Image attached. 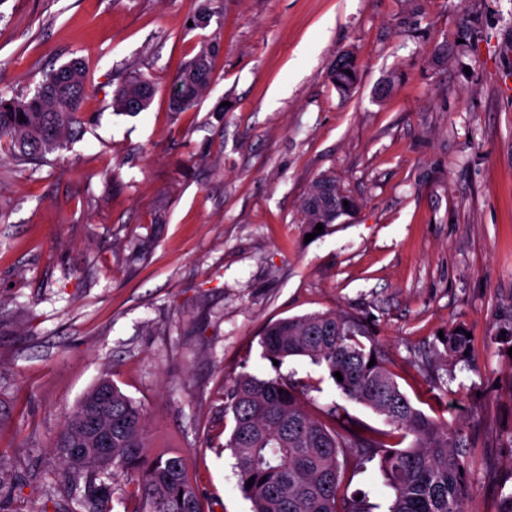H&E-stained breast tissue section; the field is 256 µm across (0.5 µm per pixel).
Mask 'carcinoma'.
Wrapping results in <instances>:
<instances>
[{
  "label": "carcinoma",
  "instance_id": "carcinoma-1",
  "mask_svg": "<svg viewBox=\"0 0 512 512\" xmlns=\"http://www.w3.org/2000/svg\"><path fill=\"white\" fill-rule=\"evenodd\" d=\"M214 48L201 50L175 77L178 100H169L174 112H186L198 103L211 82ZM343 94L357 81V63L346 53L329 73ZM87 91L82 62L74 58L46 73L33 94L0 96V140L9 142L19 164H35L63 146L82 123L80 108ZM155 95L153 84L140 74L118 83L112 107L119 113L145 111ZM24 120H19V117ZM336 176L324 174L309 188L303 204V223L310 232L323 225L327 232L356 213L359 203L347 190L325 199L326 184ZM361 322L336 312L282 318L269 323L262 336L264 357L283 362L307 357L323 367L346 399L383 418L388 431L360 427L336 429L339 407L322 417L309 413L295 388L280 377L260 378L241 373L226 389L224 412L232 415L225 444L234 459L237 486L253 504V512H365L342 489L338 456L350 452L359 460L380 456V470L391 490L388 512H464L467 450L459 431L418 408L402 390L374 345L363 338ZM448 353L466 349L462 332H448ZM374 365H369L370 359ZM97 387L88 390L66 416L54 450L64 468L61 478L83 485L79 505L84 512H111L112 485L120 473L131 484L129 496L137 512H203L198 489L190 478L186 458L160 454L144 463L147 447L145 413L141 404L112 386V402L92 407ZM112 419V470L96 461L75 459L69 448L82 439L83 419L91 411ZM399 432L413 437L405 448L390 447L386 438ZM252 486H247L249 479Z\"/></svg>",
  "mask_w": 512,
  "mask_h": 512
}]
</instances>
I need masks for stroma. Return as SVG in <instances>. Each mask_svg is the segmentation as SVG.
Instances as JSON below:
<instances>
[{
	"instance_id": "35a3bbf8",
	"label": "stroma",
	"mask_w": 512,
	"mask_h": 512,
	"mask_svg": "<svg viewBox=\"0 0 512 512\" xmlns=\"http://www.w3.org/2000/svg\"><path fill=\"white\" fill-rule=\"evenodd\" d=\"M0 0V95L82 59L83 133L37 165L0 142V512H78L54 451L108 377L144 407L149 456L188 459L205 512H251L224 444L241 372L383 428L305 357L272 366L268 321L360 318L411 399L462 430L465 512L512 493V0ZM217 45L174 113L176 74ZM356 55L358 81L328 74ZM138 72L144 112L112 108ZM232 102L231 111L221 109ZM334 174L359 208L307 238L302 201ZM470 338L447 356L439 334ZM379 461L341 459L348 495L386 512ZM213 53V47L202 49L176 75L173 86H177L178 102H175L172 97L169 98L170 108L173 112H186L197 105L200 96L212 79ZM356 59L350 53L343 54L334 64L329 73L331 82L342 94H347L357 81ZM347 71L352 72L348 75Z\"/></svg>"
}]
</instances>
